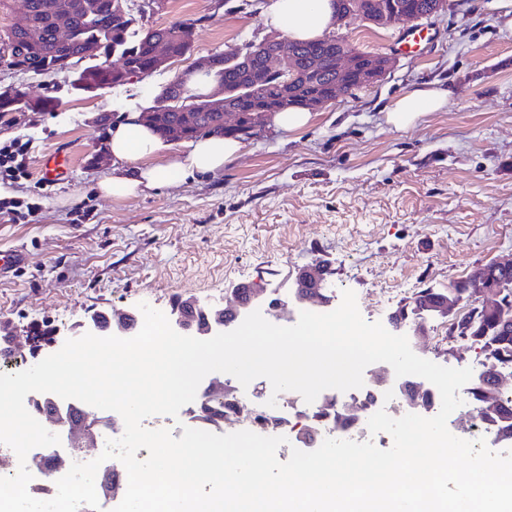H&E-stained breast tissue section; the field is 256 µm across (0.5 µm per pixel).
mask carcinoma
I'll return each mask as SVG.
<instances>
[{"mask_svg": "<svg viewBox=\"0 0 512 512\" xmlns=\"http://www.w3.org/2000/svg\"><path fill=\"white\" fill-rule=\"evenodd\" d=\"M156 0H23L22 9L4 17L0 35L13 42L15 65L22 72L43 75L55 72L58 61H67V70H75V84L84 91H103L128 84L132 79L146 78L158 71L154 45L158 41L167 43L172 58H181L192 52L194 38L185 27L196 28L199 20H187L166 26H148L138 38H131V25L136 19L149 18L155 14L151 4ZM362 13L370 18L391 17L395 8L407 7L417 15L432 10L433 0H358ZM66 10L70 26L61 30L56 26L60 10ZM38 28L43 40L37 44L27 42V32ZM292 50L298 58L302 71L311 68L317 71L318 85L313 86L302 78L293 85V95L307 97L311 90H326L336 93L335 73L332 70L336 40L322 36L314 41L293 42ZM113 53L120 54L117 65L109 61ZM210 70L217 77V85L224 88V107L237 113V120L224 122V114L215 111L210 95L192 96L187 94L184 84L172 78L161 86L148 110L154 112V125L158 134L168 142L186 141L197 137V124L212 126L215 134L244 137L252 109L263 106L275 112L280 99V76L269 70V55L263 51L253 52L247 58L237 57L235 50L213 53ZM90 60L92 64L75 69L77 63ZM266 69L267 81L256 86L249 79L251 71ZM18 90L0 89V115L20 110ZM195 112L196 123L182 120L185 109ZM487 271L502 282L507 294L512 297V270H504L486 263ZM448 294L468 299L466 283L458 280L448 290L421 288L405 304L394 311L395 316L416 317L423 322L430 321L432 310L438 299ZM448 351L455 345H466L477 349L484 356L482 374L468 387L469 401L475 411H480L488 392H498L493 380L497 369L512 372V301L505 309L482 306L468 325L458 333L447 332ZM402 396L418 399L421 408L429 412L434 407L432 388L419 391L412 388L400 390ZM236 397L229 394L221 399H209L204 406H196L199 428L213 431L224 425V409L235 408ZM486 427L491 433L512 443V400L498 397L494 408L482 413ZM286 418L279 424L288 423ZM290 431L293 437L311 439L318 423L314 417L293 420Z\"/></svg>", "mask_w": 512, "mask_h": 512, "instance_id": "1", "label": "carcinoma"}]
</instances>
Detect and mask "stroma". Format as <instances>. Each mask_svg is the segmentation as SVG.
<instances>
[{"label":"stroma","instance_id":"stroma-1","mask_svg":"<svg viewBox=\"0 0 512 512\" xmlns=\"http://www.w3.org/2000/svg\"><path fill=\"white\" fill-rule=\"evenodd\" d=\"M198 17L192 54L112 90L84 92L70 73L21 74L0 61V87L60 102L0 117V142L33 141L27 178L5 189L39 205L26 223L0 220V249L29 254L0 280V328L23 342L37 327L68 331L94 310L224 303L247 281L285 293L300 270L322 263L333 305L353 291L362 317L383 323L418 289L512 258V0H448L426 22L439 40L423 55H396L382 81L314 110L303 130L266 123L219 172L124 200L99 194L112 166L96 160L110 132L98 115L144 111L196 58L270 33L262 13L215 0H168L152 22ZM334 31L372 53L389 52L398 33L358 19ZM423 86L447 92L445 105L408 129L388 125L392 103ZM52 152L71 160L64 181L41 175ZM446 326L436 319L409 336L413 352L480 373L475 350L447 351Z\"/></svg>","mask_w":512,"mask_h":512}]
</instances>
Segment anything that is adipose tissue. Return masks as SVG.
Returning <instances> with one entry per match:
<instances>
[{
  "instance_id": "adipose-tissue-1",
  "label": "adipose tissue",
  "mask_w": 512,
  "mask_h": 512,
  "mask_svg": "<svg viewBox=\"0 0 512 512\" xmlns=\"http://www.w3.org/2000/svg\"><path fill=\"white\" fill-rule=\"evenodd\" d=\"M263 21L267 27L291 40H307L331 29L334 9L331 0H268ZM445 93L418 88L398 98L386 114L397 129L411 127L421 115L441 108ZM112 173L99 180L97 188L119 200L144 189L170 185L186 178L220 171L242 150L239 140L204 136L192 141L186 153L173 151L140 113H128L116 123L109 136Z\"/></svg>"
}]
</instances>
